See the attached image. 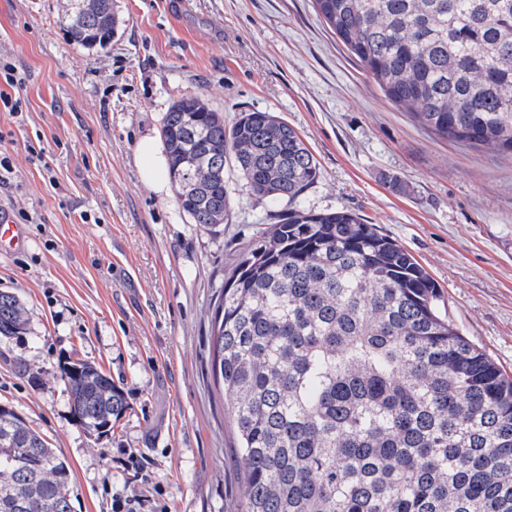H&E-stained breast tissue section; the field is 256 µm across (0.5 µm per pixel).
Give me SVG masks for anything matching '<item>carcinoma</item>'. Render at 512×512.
Segmentation results:
<instances>
[{
	"mask_svg": "<svg viewBox=\"0 0 512 512\" xmlns=\"http://www.w3.org/2000/svg\"><path fill=\"white\" fill-rule=\"evenodd\" d=\"M386 96L430 131L512 153V0H315ZM73 45L107 50L112 0H66ZM161 135L177 204L204 231L228 222L231 182L288 205L218 291L211 367L240 464L232 512H512V379L440 312L415 257L348 209L302 204L320 170L287 121L230 126L199 96ZM0 291V341L21 336ZM89 434L128 409L112 377L67 360ZM68 461L0 406V512H73Z\"/></svg>",
	"mask_w": 512,
	"mask_h": 512,
	"instance_id": "carcinoma-1",
	"label": "carcinoma"
}]
</instances>
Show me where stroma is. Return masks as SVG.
<instances>
[{
  "label": "stroma",
  "instance_id": "1",
  "mask_svg": "<svg viewBox=\"0 0 512 512\" xmlns=\"http://www.w3.org/2000/svg\"><path fill=\"white\" fill-rule=\"evenodd\" d=\"M103 52L74 46L64 0H0V49L26 73V112H0L13 174L0 210L26 211L23 252L0 256L27 331L0 342V405L71 464L76 512L151 492L154 512H230L233 427L210 368L225 275L271 231L279 205L238 186L227 224H191L175 190L142 179L137 146L168 106L200 96L232 124L286 120L320 176L302 197L349 209L411 252L440 308L512 377V155L444 139L392 103L314 0H113ZM94 363L129 405L111 434L72 418L59 365Z\"/></svg>",
  "mask_w": 512,
  "mask_h": 512
}]
</instances>
